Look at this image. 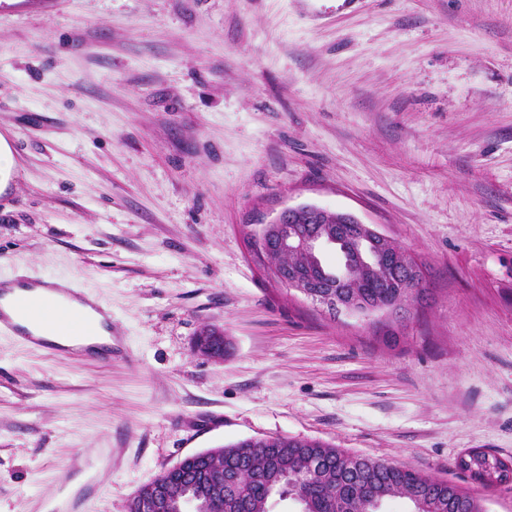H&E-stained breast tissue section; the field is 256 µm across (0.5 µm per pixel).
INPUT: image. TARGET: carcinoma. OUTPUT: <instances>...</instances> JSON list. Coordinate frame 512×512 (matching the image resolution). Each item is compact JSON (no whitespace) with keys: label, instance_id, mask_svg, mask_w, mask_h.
<instances>
[{"label":"carcinoma","instance_id":"obj_1","mask_svg":"<svg viewBox=\"0 0 512 512\" xmlns=\"http://www.w3.org/2000/svg\"><path fill=\"white\" fill-rule=\"evenodd\" d=\"M313 233H337L345 226L330 216L324 224H306ZM389 265L378 273L364 268L353 270L340 292L362 296L375 306L394 297V289L377 283L393 274L398 248L383 244ZM262 263L284 275L308 273L322 284L335 282L334 273L315 257L268 248ZM245 466L249 478L240 482L236 496L246 504V512H270V502L278 497L298 500L302 512H381L383 503L401 497L410 504L409 512H484L478 498L451 481L389 460H376L350 454L316 438L265 437L246 439L224 446L198 461L195 468L203 478L192 488L191 474L180 473L168 483L172 512H178L184 499L193 495L198 502H209V480L229 469ZM457 467L487 487L512 480V462L485 452L459 459Z\"/></svg>","mask_w":512,"mask_h":512}]
</instances>
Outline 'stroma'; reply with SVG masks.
Instances as JSON below:
<instances>
[{"instance_id": "35a3bbf8", "label": "stroma", "mask_w": 512, "mask_h": 512, "mask_svg": "<svg viewBox=\"0 0 512 512\" xmlns=\"http://www.w3.org/2000/svg\"><path fill=\"white\" fill-rule=\"evenodd\" d=\"M0 281L105 302L112 360L0 334V512H128L185 456L319 438L468 487L512 461V0H0ZM312 203L426 267L421 306L335 317L245 233ZM222 328L223 361L195 352ZM475 467V469L471 468ZM457 467L462 472L469 473V477L483 485L490 488L498 484L511 482L512 479V462L501 459L500 457L492 454H487L480 451L474 455L469 456L468 461L464 457L457 461Z\"/></svg>"}]
</instances>
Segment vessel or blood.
<instances>
[{
	"label": "vessel or blood",
	"mask_w": 512,
	"mask_h": 512,
	"mask_svg": "<svg viewBox=\"0 0 512 512\" xmlns=\"http://www.w3.org/2000/svg\"><path fill=\"white\" fill-rule=\"evenodd\" d=\"M109 315L106 305L77 300L70 288L27 280L16 291L0 282V332L51 355L76 361L91 355L111 359V345L97 341L111 327Z\"/></svg>",
	"instance_id": "1"
}]
</instances>
